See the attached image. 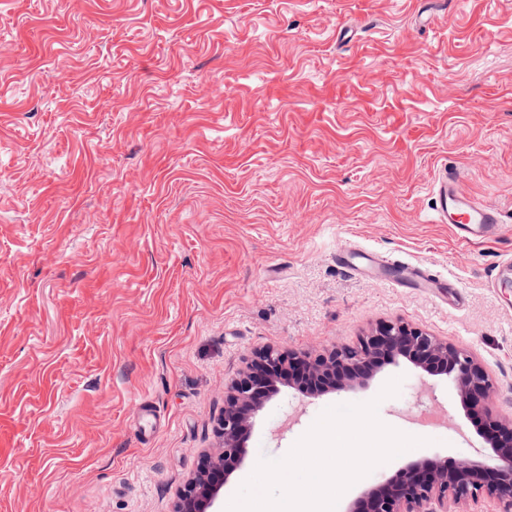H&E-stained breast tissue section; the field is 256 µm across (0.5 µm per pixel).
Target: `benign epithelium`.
Returning <instances> with one entry per match:
<instances>
[{
	"label": "benign epithelium",
	"instance_id": "benign-epithelium-1",
	"mask_svg": "<svg viewBox=\"0 0 512 512\" xmlns=\"http://www.w3.org/2000/svg\"><path fill=\"white\" fill-rule=\"evenodd\" d=\"M381 357H403L428 374L446 375L455 382L463 403L481 411L486 419L484 435L496 464L463 460L453 470L446 465L412 463L402 476L384 488L367 493L351 512H466L464 507L488 495L499 512H512V421H502L493 402L494 382L468 348L432 336L402 320L380 324L354 346L336 347L318 355L263 347L252 353L245 370L224 393V414L217 432L224 437L218 457L203 455L199 477L179 492L175 512H194L199 495L212 501L227 477L225 466L247 454L242 435L249 419L276 392L279 372L288 379H308L319 392L332 385L364 382Z\"/></svg>",
	"mask_w": 512,
	"mask_h": 512
}]
</instances>
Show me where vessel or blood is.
<instances>
[{"label": "vessel or blood", "mask_w": 512, "mask_h": 512, "mask_svg": "<svg viewBox=\"0 0 512 512\" xmlns=\"http://www.w3.org/2000/svg\"><path fill=\"white\" fill-rule=\"evenodd\" d=\"M435 218L451 225L459 242L496 237L501 231L498 213L459 191L455 176L444 174L431 187Z\"/></svg>", "instance_id": "b4317fda"}]
</instances>
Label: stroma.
<instances>
[{
    "instance_id": "obj_1",
    "label": "stroma",
    "mask_w": 512,
    "mask_h": 512,
    "mask_svg": "<svg viewBox=\"0 0 512 512\" xmlns=\"http://www.w3.org/2000/svg\"><path fill=\"white\" fill-rule=\"evenodd\" d=\"M446 171L499 236L433 222ZM352 245L434 280L353 276ZM509 255L503 0H0V512H174L255 349L384 321L473 348L512 421ZM374 399L419 459L488 460L452 379L387 359L318 396L280 382L214 512Z\"/></svg>"
}]
</instances>
